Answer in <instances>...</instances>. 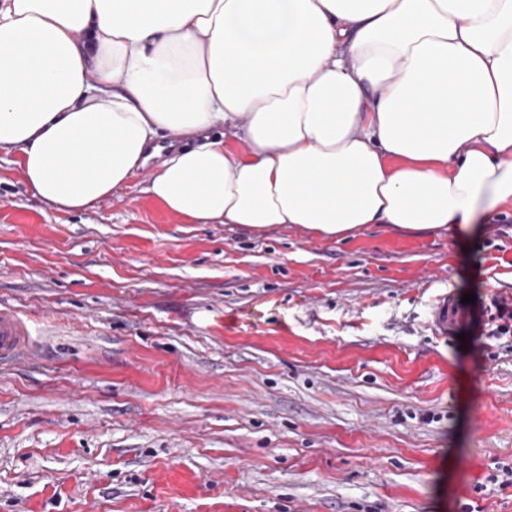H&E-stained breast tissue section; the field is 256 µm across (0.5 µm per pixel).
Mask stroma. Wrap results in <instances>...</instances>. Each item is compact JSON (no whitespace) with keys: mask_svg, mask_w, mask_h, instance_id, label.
<instances>
[{"mask_svg":"<svg viewBox=\"0 0 512 512\" xmlns=\"http://www.w3.org/2000/svg\"><path fill=\"white\" fill-rule=\"evenodd\" d=\"M0 150V512H512V206L474 250L373 224H190L145 191L62 212ZM471 295L445 336L442 292ZM465 317V311L448 292L439 294L431 304L428 327L434 336H445ZM30 331L15 311L0 307V359L15 357L27 342Z\"/></svg>","mask_w":512,"mask_h":512,"instance_id":"35a3bbf8","label":"stroma"}]
</instances>
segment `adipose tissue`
Returning a JSON list of instances; mask_svg holds the SVG:
<instances>
[{"mask_svg":"<svg viewBox=\"0 0 512 512\" xmlns=\"http://www.w3.org/2000/svg\"><path fill=\"white\" fill-rule=\"evenodd\" d=\"M1 149L64 211L153 152L192 224L471 248L512 205V0H0Z\"/></svg>","mask_w":512,"mask_h":512,"instance_id":"obj_1","label":"adipose tissue"}]
</instances>
